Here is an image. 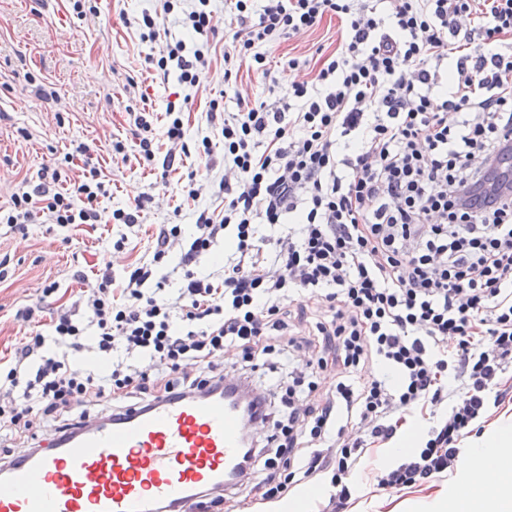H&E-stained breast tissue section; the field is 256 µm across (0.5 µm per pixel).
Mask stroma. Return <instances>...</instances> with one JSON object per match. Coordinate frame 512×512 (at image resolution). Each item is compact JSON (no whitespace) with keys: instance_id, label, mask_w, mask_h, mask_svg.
Listing matches in <instances>:
<instances>
[{"instance_id":"35a3bbf8","label":"stroma","mask_w":512,"mask_h":512,"mask_svg":"<svg viewBox=\"0 0 512 512\" xmlns=\"http://www.w3.org/2000/svg\"><path fill=\"white\" fill-rule=\"evenodd\" d=\"M74 0H0V209H10L18 190L53 188V176L76 179L77 168L65 163L79 144L90 147L89 162L112 181V194L100 210L141 207L133 227L114 224L62 227L33 215L24 229L0 223V356L8 358L24 336L47 333L51 316L70 306L96 274L111 270L122 277L128 265L151 259L162 224L195 222L201 211H219L223 199L204 195L188 199L183 191L189 174L203 176L197 153L210 134L209 102L222 98L235 110L233 97L223 96L224 51L231 48L235 28L222 24L211 40L206 80L187 89L176 76L162 78L145 59L166 41L185 38L176 16L159 26L156 41L142 40L130 18L153 10L155 0H96L92 12L77 13ZM343 28L333 17L315 29L267 51L270 72L240 68L237 85L250 101L287 99L294 79L282 63L290 57L316 69L331 54ZM187 99L184 111L187 156L172 169L122 162L113 142L133 144L128 112L147 105L164 112L167 101ZM123 250H115L116 241ZM53 293H46V286ZM32 319H25V311ZM376 457L366 459L354 478L352 496L340 512H411L410 502L429 499L446 488L451 473L398 491L380 488L374 475Z\"/></svg>"}]
</instances>
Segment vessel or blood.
<instances>
[{"mask_svg": "<svg viewBox=\"0 0 512 512\" xmlns=\"http://www.w3.org/2000/svg\"><path fill=\"white\" fill-rule=\"evenodd\" d=\"M243 453L229 395L132 405L15 458L0 512H190L233 484Z\"/></svg>", "mask_w": 512, "mask_h": 512, "instance_id": "vessel-or-blood-1", "label": "vessel or blood"}]
</instances>
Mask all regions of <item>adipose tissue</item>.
I'll use <instances>...</instances> for the list:
<instances>
[{"mask_svg":"<svg viewBox=\"0 0 512 512\" xmlns=\"http://www.w3.org/2000/svg\"><path fill=\"white\" fill-rule=\"evenodd\" d=\"M461 483L475 486L479 495L461 499L438 492L431 500L432 512H512V420H500L482 435L464 457Z\"/></svg>","mask_w":512,"mask_h":512,"instance_id":"adipose-tissue-1","label":"adipose tissue"}]
</instances>
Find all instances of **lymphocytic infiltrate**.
I'll return each mask as SVG.
<instances>
[{
	"label": "lymphocytic infiltrate",
	"mask_w": 512,
	"mask_h": 512,
	"mask_svg": "<svg viewBox=\"0 0 512 512\" xmlns=\"http://www.w3.org/2000/svg\"><path fill=\"white\" fill-rule=\"evenodd\" d=\"M224 0L237 24L224 78L241 66L266 71V47L345 24L315 77L292 84L291 102H246L223 113L224 172L189 181L188 197L223 198L191 236L160 225L150 261L122 279L103 273L85 290V319L61 308L50 336L25 337L0 369V445L37 448L38 431L64 433L91 412L114 419L139 404L224 388L231 368L256 431L237 482L259 500L330 475L334 512L351 496L362 457L391 442L408 417L435 423L419 448L378 486L423 484L453 467L476 419L512 388V0ZM219 19L193 0L188 37L148 62L198 87L210 69L207 38ZM159 155L149 110L142 136L115 143L122 161L173 167L185 138L183 106L168 101ZM111 184L97 167L50 193H14L1 224L41 211L54 224L134 225V213L102 216ZM284 224L287 235H260ZM228 249L222 270L202 257ZM178 253L176 299L152 289L154 269ZM307 295L310 311H291ZM84 351L106 369L79 375ZM386 374L368 372V365ZM336 369L320 392L317 370Z\"/></svg>",
	"instance_id": "lymphocytic-infiltrate-1"
}]
</instances>
